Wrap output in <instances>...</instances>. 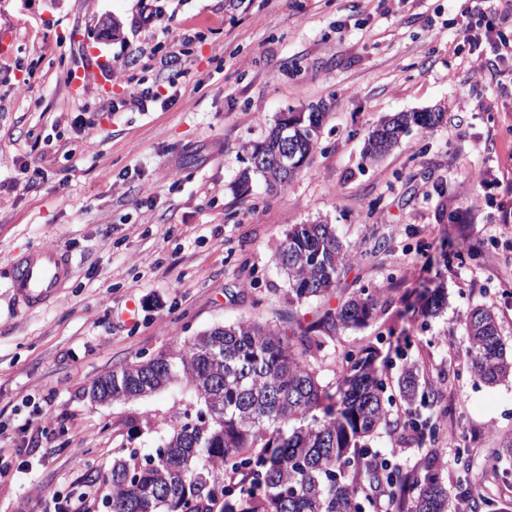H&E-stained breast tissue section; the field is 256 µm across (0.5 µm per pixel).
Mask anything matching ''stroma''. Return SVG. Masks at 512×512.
<instances>
[{
	"label": "stroma",
	"instance_id": "obj_1",
	"mask_svg": "<svg viewBox=\"0 0 512 512\" xmlns=\"http://www.w3.org/2000/svg\"><path fill=\"white\" fill-rule=\"evenodd\" d=\"M160 4L166 19L149 27L152 0H0V512H109L113 462L153 452L201 404L183 382L96 403L92 382L212 327L277 320L279 245L318 219L357 251L332 305L381 291L375 319L330 342L321 384L341 380L346 352L374 347L389 404L372 454L409 470L441 449L449 507L492 512L512 377L473 372L466 321L490 309L512 354V195L498 189L512 183V60L466 38L474 0ZM146 88L167 104L132 105ZM315 107L325 117L308 165L281 190L258 178L240 190L246 146ZM84 109L94 126L77 125ZM423 110L444 118L365 161L380 120ZM24 163L38 172L29 189ZM30 249L67 251L72 275L60 300L27 310L10 261ZM438 284L447 307L420 317ZM410 366L436 386V407L403 398ZM409 415L427 426L408 439Z\"/></svg>",
	"mask_w": 512,
	"mask_h": 512
}]
</instances>
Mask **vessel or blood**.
Instances as JSON below:
<instances>
[{
  "label": "vessel or blood",
  "mask_w": 512,
  "mask_h": 512,
  "mask_svg": "<svg viewBox=\"0 0 512 512\" xmlns=\"http://www.w3.org/2000/svg\"><path fill=\"white\" fill-rule=\"evenodd\" d=\"M11 288L22 307L32 309L58 299L71 277L72 262L63 251L34 249L14 256Z\"/></svg>",
  "instance_id": "vessel-or-blood-1"
}]
</instances>
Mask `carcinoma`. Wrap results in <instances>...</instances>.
I'll return each mask as SVG.
<instances>
[{"label":"carcinoma","instance_id":"obj_1","mask_svg":"<svg viewBox=\"0 0 512 512\" xmlns=\"http://www.w3.org/2000/svg\"><path fill=\"white\" fill-rule=\"evenodd\" d=\"M324 113L286 118L266 137L247 147L250 174L269 190L283 188L314 153ZM440 112H398L369 133L364 155L375 162L414 127L427 129ZM290 145L291 168L280 170L275 156ZM279 261L288 275V311L277 321L251 320L209 329L176 354L159 352L120 366L96 380V401L130 400L184 380L205 410L169 424L155 453L115 461L111 512H359L385 498L398 512H443L445 493L429 450L410 471L377 463L364 440L386 424L384 385L367 372L371 353L349 351L344 359L348 388L330 392L318 380L316 363L336 330L365 325L377 309L379 292L365 288L330 307L329 298L349 252L330 224H293L280 245ZM320 301L315 321L303 324L294 309ZM448 304L444 289L425 296V316ZM468 353L477 375L490 383L512 374L493 312L478 308L468 318ZM401 391L418 393L414 368L406 369ZM323 416L287 432L314 409Z\"/></svg>","mask_w":512,"mask_h":512}]
</instances>
